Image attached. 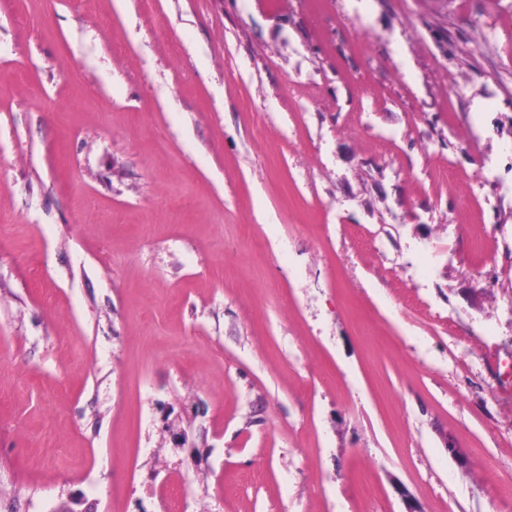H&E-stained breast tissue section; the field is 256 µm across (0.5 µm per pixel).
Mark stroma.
I'll return each mask as SVG.
<instances>
[{
	"label": "stroma",
	"mask_w": 512,
	"mask_h": 512,
	"mask_svg": "<svg viewBox=\"0 0 512 512\" xmlns=\"http://www.w3.org/2000/svg\"><path fill=\"white\" fill-rule=\"evenodd\" d=\"M511 352L512 0H0V512H512Z\"/></svg>",
	"instance_id": "1"
}]
</instances>
